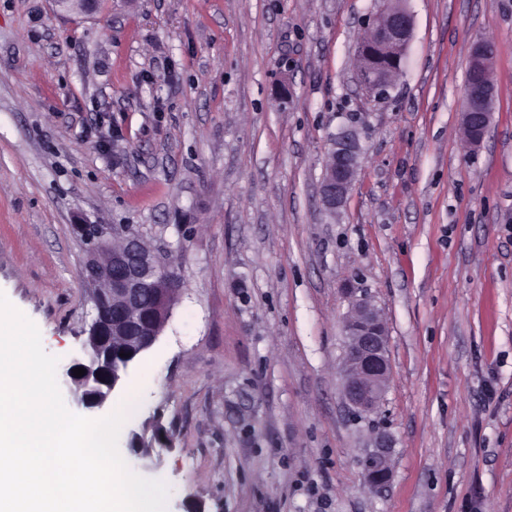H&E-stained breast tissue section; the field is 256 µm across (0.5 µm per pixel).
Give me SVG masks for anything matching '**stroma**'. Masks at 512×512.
I'll return each instance as SVG.
<instances>
[{
  "instance_id": "stroma-1",
  "label": "stroma",
  "mask_w": 512,
  "mask_h": 512,
  "mask_svg": "<svg viewBox=\"0 0 512 512\" xmlns=\"http://www.w3.org/2000/svg\"><path fill=\"white\" fill-rule=\"evenodd\" d=\"M377 0H0V293L65 372L93 315L75 223L130 224L183 289L124 429L174 447L150 477L206 512H512V0H408L385 100L357 83ZM496 48L483 141L459 104ZM363 166L319 186L337 128ZM389 332L368 416L340 365L346 291ZM384 441L392 477H362ZM360 130L354 121L341 125L332 138L327 171L321 183V197L327 209L342 206L355 182L361 166Z\"/></svg>"
}]
</instances>
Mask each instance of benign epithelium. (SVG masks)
Segmentation results:
<instances>
[{
	"label": "benign epithelium",
	"instance_id": "obj_1",
	"mask_svg": "<svg viewBox=\"0 0 512 512\" xmlns=\"http://www.w3.org/2000/svg\"><path fill=\"white\" fill-rule=\"evenodd\" d=\"M381 6L364 21L369 41L385 48L389 57L373 65L371 81L358 77L370 95H386V88L400 74L413 36L414 19L405 0H380ZM64 12H90L96 0H54ZM495 48L484 41L473 44L468 76L460 103L461 126L473 146L488 131L495 107L492 65ZM360 130L355 122L341 125L332 138L321 197L329 210L345 202L361 166ZM73 231L89 244L81 269L91 287L95 317L84 343L85 355L74 360L65 375L74 386L77 407L103 409L108 399L123 391L130 371L159 339L181 290L172 262L145 245L130 224H75ZM346 351L342 366L343 392L352 411H376L387 389L391 366L388 330L364 291H353L344 317ZM81 367L85 374L74 375ZM126 447L143 461H154V446H143L141 433L129 431ZM391 449L380 445L366 450L363 479L381 488L391 477Z\"/></svg>",
	"mask_w": 512,
	"mask_h": 512
}]
</instances>
